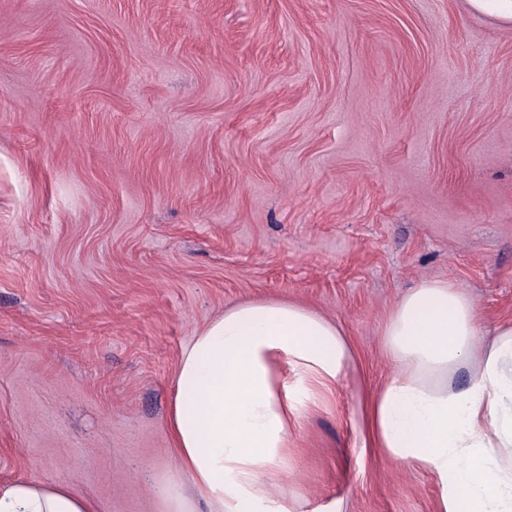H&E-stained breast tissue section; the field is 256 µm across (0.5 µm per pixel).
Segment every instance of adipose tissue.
Wrapping results in <instances>:
<instances>
[{
	"instance_id": "ef3b65f1",
	"label": "adipose tissue",
	"mask_w": 512,
	"mask_h": 512,
	"mask_svg": "<svg viewBox=\"0 0 512 512\" xmlns=\"http://www.w3.org/2000/svg\"><path fill=\"white\" fill-rule=\"evenodd\" d=\"M382 334L394 370L363 409L365 445L426 469L440 487L436 512H512V324L481 343L472 298L426 278ZM349 359L336 324L287 302L240 303L198 331L181 353L169 411L167 512H307L271 478L288 466L297 391L313 399L331 389ZM0 512L98 506L60 479L16 480L0 484Z\"/></svg>"
}]
</instances>
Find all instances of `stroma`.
I'll return each mask as SVG.
<instances>
[{
    "instance_id": "obj_1",
    "label": "stroma",
    "mask_w": 512,
    "mask_h": 512,
    "mask_svg": "<svg viewBox=\"0 0 512 512\" xmlns=\"http://www.w3.org/2000/svg\"><path fill=\"white\" fill-rule=\"evenodd\" d=\"M424 277L512 323V28L465 0H0V482L164 512L183 348L274 300L351 354L298 395L282 486L435 512L361 435Z\"/></svg>"
}]
</instances>
